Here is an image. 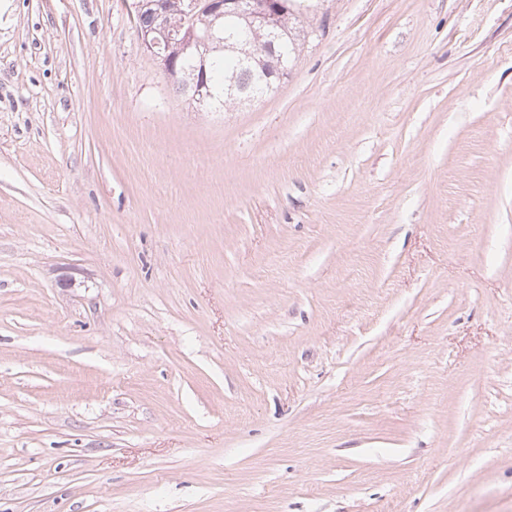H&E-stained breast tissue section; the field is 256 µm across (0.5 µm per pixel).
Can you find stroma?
Segmentation results:
<instances>
[{"mask_svg": "<svg viewBox=\"0 0 512 512\" xmlns=\"http://www.w3.org/2000/svg\"><path fill=\"white\" fill-rule=\"evenodd\" d=\"M296 4L215 109L9 0L0 512H512V0Z\"/></svg>", "mask_w": 512, "mask_h": 512, "instance_id": "stroma-1", "label": "stroma"}]
</instances>
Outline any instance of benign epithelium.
Instances as JSON below:
<instances>
[{
	"label": "benign epithelium",
	"instance_id": "obj_1",
	"mask_svg": "<svg viewBox=\"0 0 512 512\" xmlns=\"http://www.w3.org/2000/svg\"><path fill=\"white\" fill-rule=\"evenodd\" d=\"M288 9L282 0H183L177 12L153 13L147 26L139 28L143 49L168 79L183 84L189 99L199 105L210 103L213 89L206 78V59L201 57L191 69L177 65L179 55L194 58L199 47L209 41L233 39L231 48L240 60L250 62L264 53H274L282 40V17ZM237 20L236 32L216 27L220 19Z\"/></svg>",
	"mask_w": 512,
	"mask_h": 512
}]
</instances>
